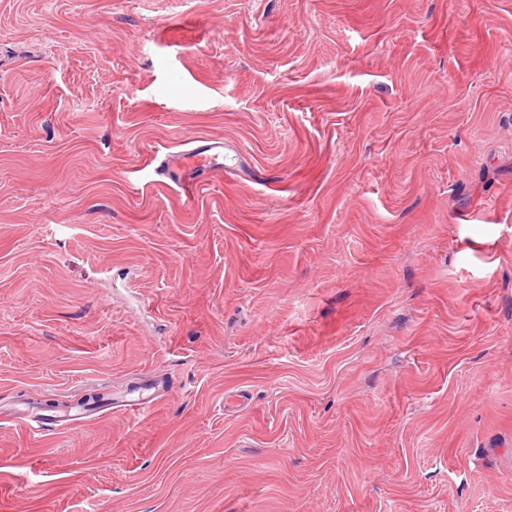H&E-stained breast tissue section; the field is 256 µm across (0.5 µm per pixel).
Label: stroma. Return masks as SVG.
Here are the masks:
<instances>
[{"instance_id": "stroma-1", "label": "stroma", "mask_w": 512, "mask_h": 512, "mask_svg": "<svg viewBox=\"0 0 512 512\" xmlns=\"http://www.w3.org/2000/svg\"><path fill=\"white\" fill-rule=\"evenodd\" d=\"M0 512H512V0H0ZM193 145L177 155L167 159L166 182L169 188L175 185L180 194L191 199L202 182L209 179L217 170H224V156L227 150L234 151L227 142L217 139L197 137L191 141ZM225 152V153H224ZM143 391L138 392L137 396H130L136 392L133 390L121 397L117 403V408L129 411L136 416H147L149 415L161 401V397L157 394H148ZM16 419H17V421H19L21 423V425L25 429H27L29 432H32L34 434L35 433L41 434V431H45L47 429V427H51V428L57 430L58 432L63 433V432H66V431H69V430L79 427L84 422L83 417H75V418L68 419L67 423L61 424V425H50V424H52L51 422H40V423H38V426H34L30 422L32 418H31L30 411L27 408L26 409H18Z\"/></svg>"}]
</instances>
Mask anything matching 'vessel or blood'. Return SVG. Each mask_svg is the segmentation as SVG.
<instances>
[{"label":"vessel or blood","instance_id":"obj_1","mask_svg":"<svg viewBox=\"0 0 512 512\" xmlns=\"http://www.w3.org/2000/svg\"><path fill=\"white\" fill-rule=\"evenodd\" d=\"M227 149V142L195 138L189 149L168 158L166 178L176 186L180 194L188 198L193 197L202 182L208 180L214 171L223 169ZM159 402V395L141 392L135 396L121 397L117 406L134 415L146 416Z\"/></svg>","mask_w":512,"mask_h":512}]
</instances>
